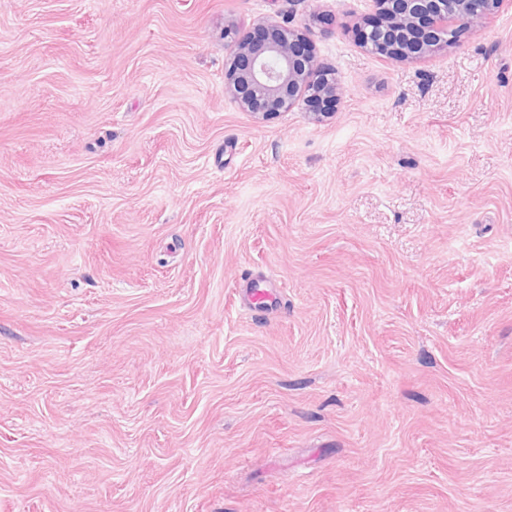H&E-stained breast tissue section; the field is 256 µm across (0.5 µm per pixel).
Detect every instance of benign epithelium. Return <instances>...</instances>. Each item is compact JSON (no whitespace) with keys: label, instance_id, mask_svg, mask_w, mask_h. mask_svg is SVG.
Returning a JSON list of instances; mask_svg holds the SVG:
<instances>
[{"label":"benign epithelium","instance_id":"obj_1","mask_svg":"<svg viewBox=\"0 0 512 512\" xmlns=\"http://www.w3.org/2000/svg\"><path fill=\"white\" fill-rule=\"evenodd\" d=\"M505 0H374L376 16L359 30V42L380 57L419 58L457 39L458 28L479 24ZM458 27L448 28V22ZM225 72V91L245 112L267 116L303 100L308 112L327 117L337 111L343 89L319 61L308 34L286 23L259 21L240 30Z\"/></svg>","mask_w":512,"mask_h":512}]
</instances>
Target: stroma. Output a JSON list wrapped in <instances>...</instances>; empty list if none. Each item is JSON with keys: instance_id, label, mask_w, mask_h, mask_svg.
Here are the masks:
<instances>
[{"instance_id": "stroma-1", "label": "stroma", "mask_w": 512, "mask_h": 512, "mask_svg": "<svg viewBox=\"0 0 512 512\" xmlns=\"http://www.w3.org/2000/svg\"><path fill=\"white\" fill-rule=\"evenodd\" d=\"M371 11L0 0V512H512V0L408 62ZM286 18L324 121L224 93Z\"/></svg>"}]
</instances>
